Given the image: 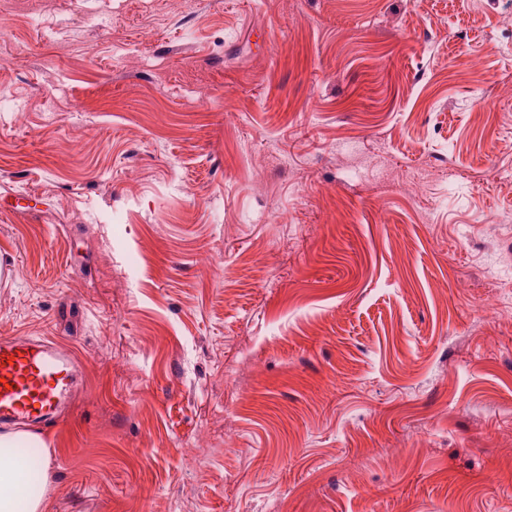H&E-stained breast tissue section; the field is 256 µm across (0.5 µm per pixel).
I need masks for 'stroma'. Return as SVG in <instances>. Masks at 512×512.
<instances>
[{
	"label": "stroma",
	"mask_w": 512,
	"mask_h": 512,
	"mask_svg": "<svg viewBox=\"0 0 512 512\" xmlns=\"http://www.w3.org/2000/svg\"><path fill=\"white\" fill-rule=\"evenodd\" d=\"M0 91L44 512H512V0H32ZM73 377V358L51 340L1 332L0 421L54 426L72 396Z\"/></svg>",
	"instance_id": "obj_1"
}]
</instances>
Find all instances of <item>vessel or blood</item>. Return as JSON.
<instances>
[{
    "mask_svg": "<svg viewBox=\"0 0 512 512\" xmlns=\"http://www.w3.org/2000/svg\"><path fill=\"white\" fill-rule=\"evenodd\" d=\"M74 361L46 338L0 334V422L58 423L73 393Z\"/></svg>",
    "mask_w": 512,
    "mask_h": 512,
    "instance_id": "1",
    "label": "vessel or blood"
}]
</instances>
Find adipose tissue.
Returning a JSON list of instances; mask_svg holds the SVG:
<instances>
[{"label": "adipose tissue", "mask_w": 512, "mask_h": 512, "mask_svg": "<svg viewBox=\"0 0 512 512\" xmlns=\"http://www.w3.org/2000/svg\"><path fill=\"white\" fill-rule=\"evenodd\" d=\"M13 441V436L0 435V512H40V482L14 456Z\"/></svg>", "instance_id": "ef3b65f1"}]
</instances>
